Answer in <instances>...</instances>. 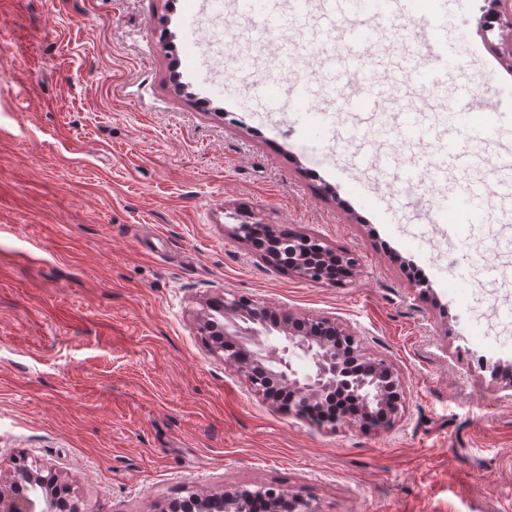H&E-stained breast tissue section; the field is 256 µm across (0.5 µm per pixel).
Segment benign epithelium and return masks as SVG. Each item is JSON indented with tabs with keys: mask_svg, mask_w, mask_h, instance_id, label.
Wrapping results in <instances>:
<instances>
[{
	"mask_svg": "<svg viewBox=\"0 0 512 512\" xmlns=\"http://www.w3.org/2000/svg\"><path fill=\"white\" fill-rule=\"evenodd\" d=\"M279 230L268 224H239L235 234L246 241L258 235L277 237ZM295 272L313 281L338 283L336 275L325 269L318 275L299 263ZM224 310V338L216 340L213 351L247 377L258 392H266L267 380H275L288 390V410L299 416H313L311 409L329 393L349 394L361 403L364 416L338 414L327 419L354 423L391 420L398 411L403 390L401 380L384 362L368 357L356 334L331 317H298L283 313L271 321L273 309L243 297H224L217 304ZM15 489L0 490V512H80L76 502L46 488L43 496H30L16 488L43 484L42 474L29 468L14 470ZM271 512H318L311 501L274 487L251 490L245 486H226L221 493L189 492L168 512H247L257 500Z\"/></svg>",
	"mask_w": 512,
	"mask_h": 512,
	"instance_id": "benign-epithelium-1",
	"label": "benign epithelium"
}]
</instances>
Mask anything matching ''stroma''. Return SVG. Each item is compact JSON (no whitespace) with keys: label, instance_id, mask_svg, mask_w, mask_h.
I'll list each match as a JSON object with an SVG mask.
<instances>
[{"label":"stroma","instance_id":"obj_1","mask_svg":"<svg viewBox=\"0 0 512 512\" xmlns=\"http://www.w3.org/2000/svg\"><path fill=\"white\" fill-rule=\"evenodd\" d=\"M485 0H448V37L512 66V31L490 51ZM199 0H0V463L56 473L84 512H159L185 488L276 486L320 512H512V339L466 311L494 274L512 285V198L488 191L471 237L437 261L447 227L430 202L493 183L512 129L422 198L378 170L430 155L375 129L370 145L284 124L294 75L272 69L269 105L248 70L219 72ZM321 4L280 11L276 40L308 43ZM195 38L186 70L172 45ZM381 30L375 79L415 50ZM442 90L384 98L444 113ZM364 185L365 198L351 192ZM274 224L353 258L331 286L268 264L236 225ZM235 294L348 326L404 382L384 426L317 424L276 408L197 330L206 299Z\"/></svg>","mask_w":512,"mask_h":512}]
</instances>
